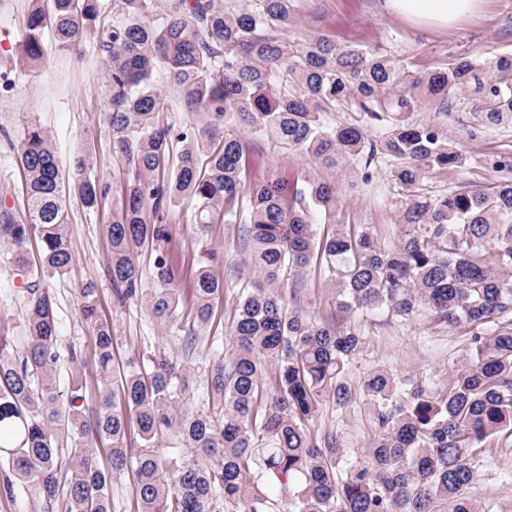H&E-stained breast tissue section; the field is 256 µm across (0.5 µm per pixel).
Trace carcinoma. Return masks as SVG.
Masks as SVG:
<instances>
[{
	"mask_svg": "<svg viewBox=\"0 0 512 512\" xmlns=\"http://www.w3.org/2000/svg\"><path fill=\"white\" fill-rule=\"evenodd\" d=\"M253 2L32 0L23 63L44 68L54 52L79 62L93 45L104 65L112 155L126 176L96 174L87 154L64 164L37 123L17 146L27 208L18 218L0 203V241L23 281L27 343L15 352L0 326V492L27 489L60 512H112V482L127 478L138 512H477L467 495L476 464L512 443V178L490 192L461 183L442 195H408L403 234L391 246L371 227L331 220L336 186L311 177L291 188L271 177L252 182L247 164L250 143L264 139L325 167L368 169L380 158L407 190L432 172L462 169L461 147L407 115L472 89L483 123H512V51L415 74L375 46L326 36L293 45L285 38L293 0ZM159 70L195 121L160 119L170 107L154 84ZM338 105L388 116L390 125L370 140L356 124L325 121ZM68 191L92 211L115 201L105 225L115 298L143 302L167 325L184 313L208 326L229 288L224 258L207 250L183 305L180 272L164 251L169 211L188 201L203 232L221 222L246 226L250 254L234 276L252 274L251 286L237 292L231 349L209 360L202 407L184 406L199 343L191 331L183 360L133 356L110 388L112 325L92 280L78 298L102 387L92 406L78 382L60 400L54 300L40 280L73 264ZM33 237L41 245L34 268ZM143 249L154 255L151 288ZM307 268L335 299L327 320L304 310L301 282L288 284ZM373 318L463 328L469 343L444 383L372 369L354 391L349 364L363 344L362 322ZM359 401L372 438L355 451L321 418ZM65 428L77 436L67 450L58 447ZM168 438L190 456L160 454ZM102 439L111 442L105 466Z\"/></svg>",
	"mask_w": 512,
	"mask_h": 512,
	"instance_id": "obj_1",
	"label": "carcinoma"
}]
</instances>
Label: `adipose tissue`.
Instances as JSON below:
<instances>
[{
	"label": "adipose tissue",
	"instance_id": "1",
	"mask_svg": "<svg viewBox=\"0 0 512 512\" xmlns=\"http://www.w3.org/2000/svg\"><path fill=\"white\" fill-rule=\"evenodd\" d=\"M488 4L489 0H385L384 6L412 24L450 30L481 18Z\"/></svg>",
	"mask_w": 512,
	"mask_h": 512
}]
</instances>
